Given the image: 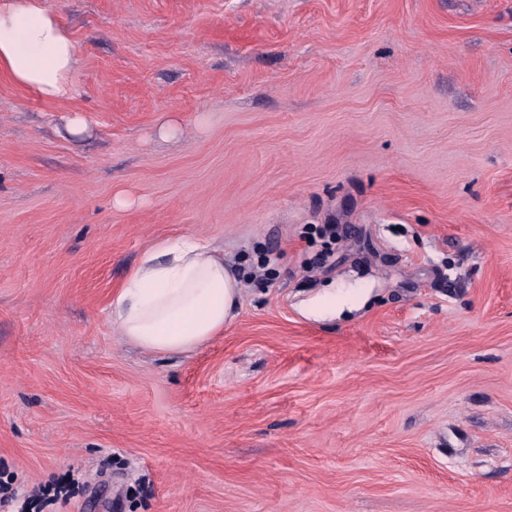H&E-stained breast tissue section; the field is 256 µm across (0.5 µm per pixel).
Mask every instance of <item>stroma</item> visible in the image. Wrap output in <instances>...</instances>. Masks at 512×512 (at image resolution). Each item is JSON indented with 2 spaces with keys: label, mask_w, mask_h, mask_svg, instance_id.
Masks as SVG:
<instances>
[{
  "label": "stroma",
  "mask_w": 512,
  "mask_h": 512,
  "mask_svg": "<svg viewBox=\"0 0 512 512\" xmlns=\"http://www.w3.org/2000/svg\"><path fill=\"white\" fill-rule=\"evenodd\" d=\"M43 3L79 94L0 73V512H512V0ZM184 236L242 306L141 349L111 299Z\"/></svg>",
  "instance_id": "35a3bbf8"
}]
</instances>
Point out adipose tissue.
<instances>
[{
  "instance_id": "obj_1",
  "label": "adipose tissue",
  "mask_w": 512,
  "mask_h": 512,
  "mask_svg": "<svg viewBox=\"0 0 512 512\" xmlns=\"http://www.w3.org/2000/svg\"><path fill=\"white\" fill-rule=\"evenodd\" d=\"M76 46L43 0H0V71L48 101L78 93ZM241 292L224 254L188 237L164 243L132 268L110 303L122 336L157 352L192 350L238 314Z\"/></svg>"
}]
</instances>
